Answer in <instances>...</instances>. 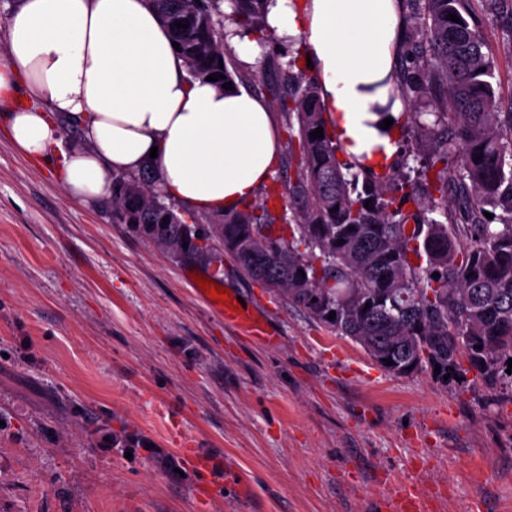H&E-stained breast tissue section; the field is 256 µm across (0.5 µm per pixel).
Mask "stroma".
Segmentation results:
<instances>
[{"instance_id": "obj_1", "label": "stroma", "mask_w": 512, "mask_h": 512, "mask_svg": "<svg viewBox=\"0 0 512 512\" xmlns=\"http://www.w3.org/2000/svg\"><path fill=\"white\" fill-rule=\"evenodd\" d=\"M512 112V0H475ZM0 106V512H512V404L394 376L230 258L182 262L27 157ZM276 330L255 343L191 276ZM212 457L188 466L184 449ZM249 485L225 497L227 475ZM380 510L383 512H423L424 503L411 490L401 489Z\"/></svg>"}]
</instances>
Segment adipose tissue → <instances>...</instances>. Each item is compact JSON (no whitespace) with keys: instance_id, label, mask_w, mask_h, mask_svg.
I'll return each mask as SVG.
<instances>
[{"instance_id":"ef3b65f1","label":"adipose tissue","mask_w":512,"mask_h":512,"mask_svg":"<svg viewBox=\"0 0 512 512\" xmlns=\"http://www.w3.org/2000/svg\"><path fill=\"white\" fill-rule=\"evenodd\" d=\"M267 22L302 40L346 154L374 167L391 161L395 133L381 124L407 109L391 97L401 0H270ZM8 24L0 101L15 105L11 138L39 157L60 148L63 122L80 125L84 143L61 154L72 194L98 198L111 172L148 166L187 210L233 213L279 166L264 102L192 78L146 0H19ZM22 88L46 107L16 105Z\"/></svg>"}]
</instances>
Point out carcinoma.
<instances>
[{
  "mask_svg": "<svg viewBox=\"0 0 512 512\" xmlns=\"http://www.w3.org/2000/svg\"><path fill=\"white\" fill-rule=\"evenodd\" d=\"M403 2L420 35L402 54L411 66L395 75L409 110L394 126L410 147L376 171L345 155L316 78L298 65L301 51L268 32V0H151L192 75L221 73L219 87L251 75L229 58L226 25L285 46L278 55L287 58L288 90L266 104L287 133L288 161H296L281 192L291 215L278 218L266 203L259 214L178 213L147 167L137 175L112 173V223L181 259L226 253L248 277L287 292L370 358L391 359L396 376L438 365V377L464 384L473 370L495 401L509 404L512 112L496 111L497 64L473 0ZM451 13L461 22L449 20ZM429 96L438 111L427 123L416 107ZM318 127L324 138H311ZM411 159L420 166L411 167Z\"/></svg>",
  "mask_w": 512,
  "mask_h": 512,
  "instance_id": "1",
  "label": "carcinoma"
}]
</instances>
